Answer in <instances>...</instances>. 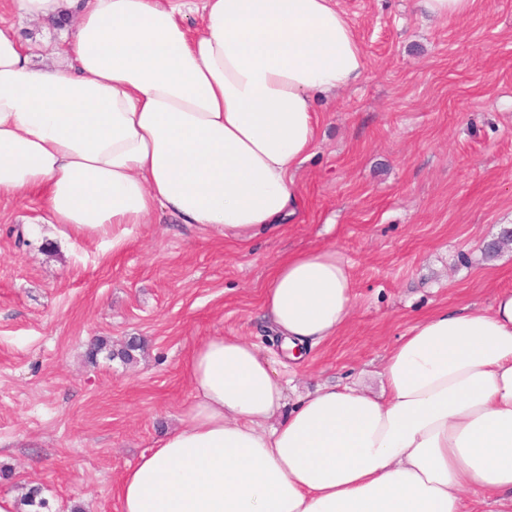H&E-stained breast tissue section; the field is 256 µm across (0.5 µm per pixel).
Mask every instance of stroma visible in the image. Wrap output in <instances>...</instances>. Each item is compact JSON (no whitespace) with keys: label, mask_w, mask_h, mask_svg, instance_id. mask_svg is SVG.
Wrapping results in <instances>:
<instances>
[{"label":"stroma","mask_w":512,"mask_h":512,"mask_svg":"<svg viewBox=\"0 0 512 512\" xmlns=\"http://www.w3.org/2000/svg\"><path fill=\"white\" fill-rule=\"evenodd\" d=\"M336 6L366 71L318 103L301 207L275 232L241 242L159 213L115 247L44 223L36 197L0 196V495L37 487L41 512H119L120 475L189 403L195 347L238 336L280 355L261 305L285 254L334 248L353 284L345 327L288 368L301 393L381 394L384 359L416 321L488 310L512 288V242L486 250L512 228V0H475L461 20L417 0ZM0 18L61 62L63 28L7 0ZM131 340L133 361L117 358Z\"/></svg>","instance_id":"stroma-1"}]
</instances>
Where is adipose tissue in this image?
I'll list each match as a JSON object with an SVG mask.
<instances>
[{
	"label": "adipose tissue",
	"mask_w": 512,
	"mask_h": 512,
	"mask_svg": "<svg viewBox=\"0 0 512 512\" xmlns=\"http://www.w3.org/2000/svg\"><path fill=\"white\" fill-rule=\"evenodd\" d=\"M75 17L65 66L0 26V196L39 193L48 221L120 241L155 212L250 239L295 215L315 103L365 73L333 0H10ZM200 30L189 34L188 15ZM331 248L278 262L262 308L283 349L346 324ZM192 401L122 474L121 512H512V290L488 312L439 310L385 358L384 392L290 396L274 358L212 336L185 364Z\"/></svg>",
	"instance_id": "ef3b65f1"
}]
</instances>
